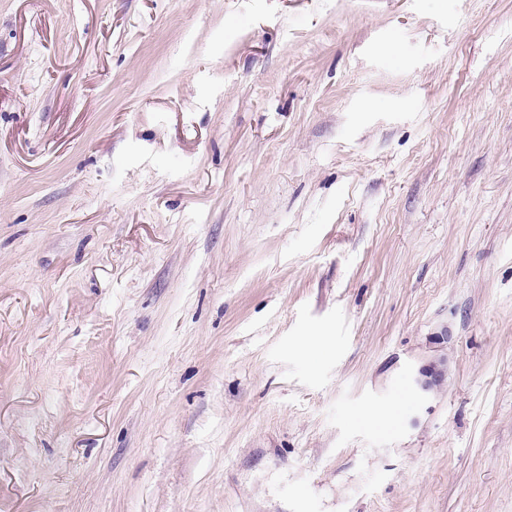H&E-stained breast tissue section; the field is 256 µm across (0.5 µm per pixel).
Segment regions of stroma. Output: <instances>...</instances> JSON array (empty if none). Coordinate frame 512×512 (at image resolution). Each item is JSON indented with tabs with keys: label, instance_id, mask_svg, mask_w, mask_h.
I'll return each mask as SVG.
<instances>
[{
	"label": "stroma",
	"instance_id": "obj_1",
	"mask_svg": "<svg viewBox=\"0 0 512 512\" xmlns=\"http://www.w3.org/2000/svg\"><path fill=\"white\" fill-rule=\"evenodd\" d=\"M0 512H512V0H0Z\"/></svg>",
	"mask_w": 512,
	"mask_h": 512
}]
</instances>
